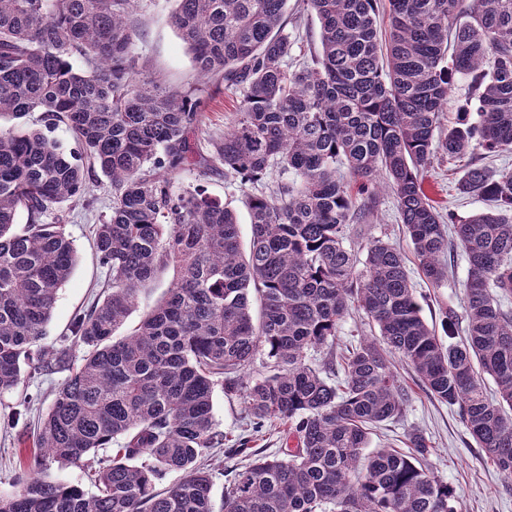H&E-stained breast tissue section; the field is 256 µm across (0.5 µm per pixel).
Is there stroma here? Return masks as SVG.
Here are the masks:
<instances>
[{
  "instance_id": "obj_1",
  "label": "stroma",
  "mask_w": 512,
  "mask_h": 512,
  "mask_svg": "<svg viewBox=\"0 0 512 512\" xmlns=\"http://www.w3.org/2000/svg\"><path fill=\"white\" fill-rule=\"evenodd\" d=\"M176 4L174 0H137L128 17L136 32L133 55L140 75L159 80L166 88L184 91L194 89L205 107L202 117L204 138H221L229 126L232 114L240 102L238 92L215 87L196 76L190 56L185 52L170 22ZM473 161L472 155L448 159L439 154L425 174V189L441 214L452 213L464 219L489 209L481 198L461 194L457 181L464 168ZM204 182L209 192L232 201L241 224V240L249 242V217L241 201L238 185L225 181L223 175L202 173L191 169L181 173L179 182L189 185ZM86 203L67 205L66 231L78 252V262L68 282L59 290L52 318L40 347L58 348L76 312L89 308L101 298L109 278L94 247L92 228L103 222L112 210V183L103 174H95L89 181ZM375 237L398 245L404 252L412 247L398 218L395 201L382 195L377 207L365 221L350 227V241L357 244ZM449 274L441 286H432L409 264L408 271L415 294L423 308L428 324L440 326L442 309H461L464 298L463 283L467 275V260L462 251L448 253ZM406 393V404L401 417L381 423L370 436V448L393 446L398 451L408 449L407 435L419 430L431 444L425 464L448 484L455 487L460 512H512V482L504 478L485 452L478 448L461 422L456 408L431 397L418 378L404 364H397ZM64 379L63 374L52 373L43 379L22 378L17 388L0 394V496L18 493L25 475L37 471L50 480L76 485L87 494L96 487L85 467L39 460L32 442L39 419L53 400L52 388ZM38 394L24 421L12 426L8 418L18 409L25 396Z\"/></svg>"
}]
</instances>
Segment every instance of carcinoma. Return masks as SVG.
Returning <instances> with one entry per match:
<instances>
[{"label":"carcinoma","mask_w":512,"mask_h":512,"mask_svg":"<svg viewBox=\"0 0 512 512\" xmlns=\"http://www.w3.org/2000/svg\"><path fill=\"white\" fill-rule=\"evenodd\" d=\"M171 23L198 77L239 92L224 137L203 150L194 91H169L135 70V0H0V119L41 113L44 129L0 127V393L24 371L67 375L41 418L40 456L94 470L98 493L33 474L0 512H213L202 460L227 441L213 420L216 385L241 393L252 430L279 423L276 455L252 457L224 484L222 512H458L453 486L424 468L430 445L378 448L369 431L396 418L403 360L512 479V170L469 166L462 194L494 209L456 222L433 205L423 173L435 153L512 150V0H301L321 51L291 69L288 0H176ZM82 58L87 69L74 70ZM461 77L470 99L435 140ZM65 124L79 152L48 131ZM224 168L248 209L240 250L231 203L184 170ZM112 182V211L93 245L108 291L74 317L54 357L34 350L77 251L59 215L85 200L87 177ZM286 176L272 194L246 188ZM388 189L419 267L433 285L442 258L468 261L462 314L442 311L444 344L421 315L405 256L350 226ZM363 203L356 204V198ZM27 224L20 225V214ZM166 297L127 337L114 334L141 290L169 265ZM260 314L251 311V298ZM356 308L375 332L333 360L339 324ZM83 348L78 363L72 346ZM327 349L322 367L310 355ZM265 354V372L244 376ZM495 395L486 391V378ZM182 477L163 490L157 481Z\"/></svg>","instance_id":"carcinoma-1"}]
</instances>
